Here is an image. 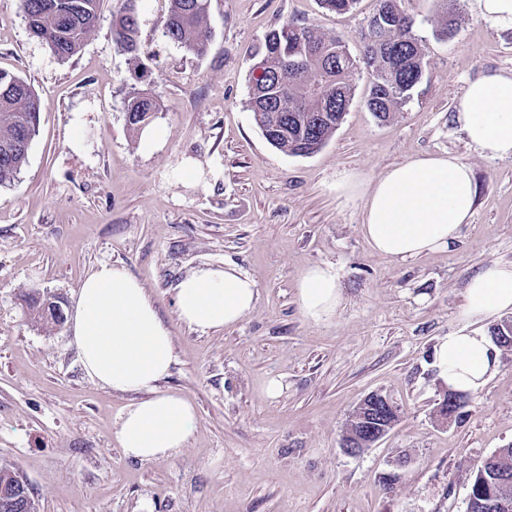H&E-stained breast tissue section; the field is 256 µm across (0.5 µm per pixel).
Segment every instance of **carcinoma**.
I'll use <instances>...</instances> for the list:
<instances>
[{"label": "carcinoma", "instance_id": "carcinoma-1", "mask_svg": "<svg viewBox=\"0 0 512 512\" xmlns=\"http://www.w3.org/2000/svg\"><path fill=\"white\" fill-rule=\"evenodd\" d=\"M135 0L112 14L116 45L129 56L130 74L139 81L145 55L139 40ZM338 14L355 8L358 0H319ZM101 0H21L28 27L39 31L61 60L76 55L98 19ZM413 21L398 0H379L363 34L361 54L354 56L337 35H326L296 23H286L266 35L253 55L249 72L248 107L259 128L271 132L270 144L289 156H308L334 136L354 96L353 75L369 74L367 106L385 121L411 98L426 68L425 55L412 33ZM163 33L187 52L205 55L211 40L208 0H170ZM42 101L20 76L0 70V187L18 178L38 133ZM161 108L148 89L134 90L126 104L129 127L138 130ZM27 316L46 329L63 325L47 294L36 289L20 295ZM512 480V447L486 458L470 488L468 512H488L486 495L496 481Z\"/></svg>", "mask_w": 512, "mask_h": 512}]
</instances>
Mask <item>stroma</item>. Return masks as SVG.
Returning <instances> with one entry per match:
<instances>
[{"instance_id": "1", "label": "stroma", "mask_w": 512, "mask_h": 512, "mask_svg": "<svg viewBox=\"0 0 512 512\" xmlns=\"http://www.w3.org/2000/svg\"><path fill=\"white\" fill-rule=\"evenodd\" d=\"M378 0L336 14L317 0H210L209 52L163 34L168 0H139L142 62L161 100L146 144L127 124L129 64L112 38L119 0H103L81 51L59 60L33 37L20 0H0V70L43 102L28 164L0 187V466L29 481L40 512H467L477 469L512 445V350L462 418L434 419L432 364L440 338L465 324L466 287L487 265L512 263V158L484 157L454 120L468 84L512 71V30L476 19L468 0H401L427 66L401 112H369L367 72L329 143L288 156L263 136L247 105L250 52L297 21L344 36L358 53ZM453 20L454 31L439 30ZM451 153L473 169L477 199L452 249L395 261L359 230V199L336 192L424 154ZM191 167L193 178L181 175ZM146 288L174 338L160 391L197 412L187 448L152 462L115 439L137 394L89 378L67 327L23 312L38 289L73 307L102 263ZM234 264L257 300L239 324L200 332L177 313L176 287L205 264ZM336 270L343 301L319 322L302 313L297 284L314 265ZM282 390L266 392L271 380ZM399 408L379 443L350 455L341 438L368 394Z\"/></svg>"}]
</instances>
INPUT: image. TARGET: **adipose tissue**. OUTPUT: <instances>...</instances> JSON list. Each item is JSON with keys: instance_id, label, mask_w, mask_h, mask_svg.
Here are the masks:
<instances>
[{"instance_id": "ef3b65f1", "label": "adipose tissue", "mask_w": 512, "mask_h": 512, "mask_svg": "<svg viewBox=\"0 0 512 512\" xmlns=\"http://www.w3.org/2000/svg\"><path fill=\"white\" fill-rule=\"evenodd\" d=\"M455 110L456 122L482 155L512 158V71L471 82ZM336 190L354 194L355 178L337 181ZM361 194L363 236L376 252L404 261L449 249L473 217L477 188L471 166L445 153L393 166ZM297 296L308 319L318 322L335 314L342 302L335 269L308 268ZM255 302V281L229 264L197 268L177 286L180 320L203 332L238 324ZM510 310L512 264H491L470 281L465 315L488 318ZM68 325L92 380L140 396L116 430L124 454L152 461L185 448L197 413L186 398L157 389L172 365L174 340L142 283L124 266L99 264L82 282ZM499 355L491 336L462 328L439 342L435 365L448 389L471 393L496 370Z\"/></svg>"}]
</instances>
